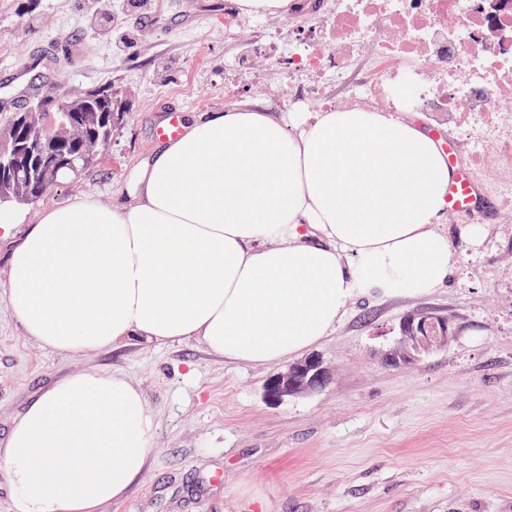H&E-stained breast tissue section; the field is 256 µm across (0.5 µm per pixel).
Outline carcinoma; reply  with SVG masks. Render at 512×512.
I'll list each match as a JSON object with an SVG mask.
<instances>
[{"instance_id":"obj_1","label":"carcinoma","mask_w":512,"mask_h":512,"mask_svg":"<svg viewBox=\"0 0 512 512\" xmlns=\"http://www.w3.org/2000/svg\"><path fill=\"white\" fill-rule=\"evenodd\" d=\"M91 94L90 104L94 111L81 113L83 130L80 132L66 131L52 122L36 130L25 123L18 125L16 121L22 116L20 112L9 113L0 120V160L6 162L13 157L18 145L37 144L31 155L10 167L0 180V190L24 197L33 205L54 189L55 165L58 160H74L73 169L62 170L64 182L79 176L94 164L92 159L83 161L89 148L94 145L97 151H104L112 141L113 131L122 124L124 115L112 111L120 96L119 88L112 85V82L99 85ZM84 100V96L70 98L47 92L35 98L29 104V109L53 113L62 103L78 104Z\"/></svg>"}]
</instances>
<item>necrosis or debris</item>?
Instances as JSON below:
<instances>
[{
  "instance_id": "4bbe7bcc",
  "label": "necrosis or debris",
  "mask_w": 512,
  "mask_h": 512,
  "mask_svg": "<svg viewBox=\"0 0 512 512\" xmlns=\"http://www.w3.org/2000/svg\"><path fill=\"white\" fill-rule=\"evenodd\" d=\"M322 47L268 34L271 62L288 60V81L321 98L331 88L378 93L388 106L493 119L512 95V45L489 48L488 27L512 32V6L482 0H335Z\"/></svg>"
}]
</instances>
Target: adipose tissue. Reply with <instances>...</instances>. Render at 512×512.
<instances>
[{"mask_svg":"<svg viewBox=\"0 0 512 512\" xmlns=\"http://www.w3.org/2000/svg\"><path fill=\"white\" fill-rule=\"evenodd\" d=\"M451 178L441 141L388 112L192 116L137 164L130 206L81 197L31 224L0 207V297L61 355L195 340L277 363L329 336L355 294L447 282L451 244L431 226ZM155 432L125 375L68 373L0 441L12 512H105L143 477Z\"/></svg>","mask_w":512,"mask_h":512,"instance_id":"ef3b65f1","label":"adipose tissue"}]
</instances>
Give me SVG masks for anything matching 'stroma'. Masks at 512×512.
I'll use <instances>...</instances> for the list:
<instances>
[{
    "instance_id": "obj_1",
    "label": "stroma",
    "mask_w": 512,
    "mask_h": 512,
    "mask_svg": "<svg viewBox=\"0 0 512 512\" xmlns=\"http://www.w3.org/2000/svg\"><path fill=\"white\" fill-rule=\"evenodd\" d=\"M226 0H0V113L19 95L12 68L49 54L34 84L61 94L109 81L123 123L79 183L24 206L90 196L130 205L136 163L153 150L165 109L201 116L249 103L281 117L295 89L287 61L257 48L262 32L318 42L330 20L304 27L247 16L232 31L210 17ZM161 25H148L149 15ZM239 84L224 93L225 78ZM478 137L462 115L419 113L455 141L457 160L479 188L474 215L447 213L453 272L446 287L418 296H357L315 347L331 379L322 389L268 403L266 379L283 363L245 366L199 342L158 348L132 339L93 357L34 344L0 300V438L26 403L66 374L97 367L139 383L156 417V450L145 476L109 512H512V97ZM482 153L484 162L474 159ZM482 232L470 237L468 224ZM447 316V346L411 365L384 367L403 319Z\"/></svg>"
}]
</instances>
